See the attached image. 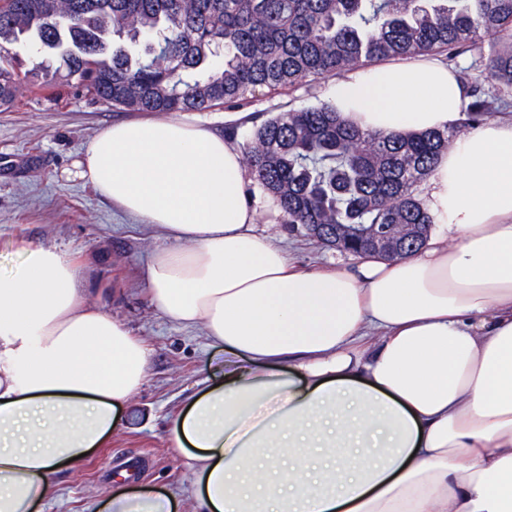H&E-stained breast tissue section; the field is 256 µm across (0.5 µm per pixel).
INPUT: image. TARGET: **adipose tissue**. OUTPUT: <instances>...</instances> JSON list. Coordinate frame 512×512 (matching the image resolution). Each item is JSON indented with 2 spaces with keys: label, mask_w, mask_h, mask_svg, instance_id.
<instances>
[{
  "label": "adipose tissue",
  "mask_w": 512,
  "mask_h": 512,
  "mask_svg": "<svg viewBox=\"0 0 512 512\" xmlns=\"http://www.w3.org/2000/svg\"><path fill=\"white\" fill-rule=\"evenodd\" d=\"M324 96L383 134L456 127L469 104L433 54L351 69ZM75 169L162 231L142 272L152 306L224 353L171 429L203 512H512V116L441 154L423 249L344 268L301 267L255 233L242 154L202 125L112 124ZM77 273L43 244L0 270V512H41L146 376L143 343ZM178 498L117 492L98 512Z\"/></svg>",
  "instance_id": "obj_1"
}]
</instances>
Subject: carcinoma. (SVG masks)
<instances>
[{"label": "carcinoma", "instance_id": "cac0c4a2", "mask_svg": "<svg viewBox=\"0 0 512 512\" xmlns=\"http://www.w3.org/2000/svg\"><path fill=\"white\" fill-rule=\"evenodd\" d=\"M490 41L489 76L512 87V0H0V107L32 72L8 54L56 52L75 82L126 112L240 107L303 82L421 53L450 60ZM466 123L512 103L469 90ZM449 132L364 133L327 104L280 113L254 131L247 163L290 228L356 257L375 232L401 258L432 218L417 195Z\"/></svg>", "mask_w": 512, "mask_h": 512}]
</instances>
